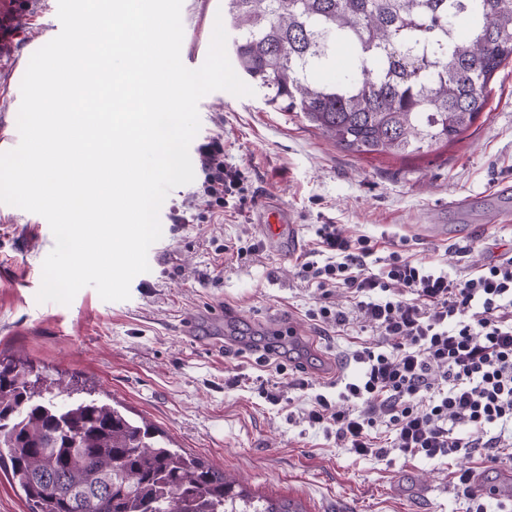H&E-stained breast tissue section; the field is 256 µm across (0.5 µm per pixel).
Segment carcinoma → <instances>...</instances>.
Returning <instances> with one entry per match:
<instances>
[{"mask_svg":"<svg viewBox=\"0 0 512 512\" xmlns=\"http://www.w3.org/2000/svg\"><path fill=\"white\" fill-rule=\"evenodd\" d=\"M224 24L245 77L359 157L462 141L512 64V0H224ZM458 26L469 36L453 42ZM339 44L355 65L324 80ZM78 391L0 357V448L29 512H301Z\"/></svg>","mask_w":512,"mask_h":512,"instance_id":"carcinoma-1","label":"carcinoma"}]
</instances>
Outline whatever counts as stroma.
<instances>
[{
    "label": "stroma",
    "instance_id": "1",
    "mask_svg": "<svg viewBox=\"0 0 512 512\" xmlns=\"http://www.w3.org/2000/svg\"><path fill=\"white\" fill-rule=\"evenodd\" d=\"M223 8L224 0H183L187 68L206 56ZM60 30L57 0H45L23 26L15 58L0 56V122L17 125L15 62H29L32 44ZM198 112L191 158L223 138L225 165L243 176L245 205L208 211L195 176L162 204L150 270L133 279L128 300H102L87 286L63 305L36 300L54 246L48 222L0 204V353H21L51 378L94 389L252 495L290 499L300 512H468L453 483L461 468L483 473L496 490L487 506L497 512L512 497L502 479L512 454L494 463L464 452L439 461L361 457L309 422L315 395L335 400L337 379L359 370L353 350L372 337L356 327L340 335L312 319L318 290L300 276V259L270 249L258 222L262 206L286 208L305 254L323 224L368 236L377 243L368 260L375 272L399 244L453 278L512 253V221L492 216L499 194L512 190V66L491 82L466 140L407 159L350 155L271 104L261 86L247 97L211 92ZM458 196L470 197L467 214L450 208ZM221 307L241 315L227 332L211 329ZM291 323L299 329L293 339Z\"/></svg>",
    "mask_w": 512,
    "mask_h": 512
}]
</instances>
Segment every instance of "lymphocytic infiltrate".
Listing matches in <instances>:
<instances>
[{
	"label": "lymphocytic infiltrate",
	"instance_id": "lymphocytic-infiltrate-1",
	"mask_svg": "<svg viewBox=\"0 0 512 512\" xmlns=\"http://www.w3.org/2000/svg\"><path fill=\"white\" fill-rule=\"evenodd\" d=\"M199 162L210 206L223 207L241 183L240 172L224 165L223 141L203 144ZM375 251L369 237L324 224L300 266L319 292L320 322L341 332L357 324L378 338L354 351L362 370L343 378L339 406L316 396L309 420L360 456L392 448L438 461L472 450L497 461L512 442V256L460 280L396 250L371 272ZM338 289L349 294L350 308L333 302ZM381 425L392 435L386 448L373 436ZM460 425L466 434L457 433Z\"/></svg>",
	"mask_w": 512,
	"mask_h": 512
}]
</instances>
